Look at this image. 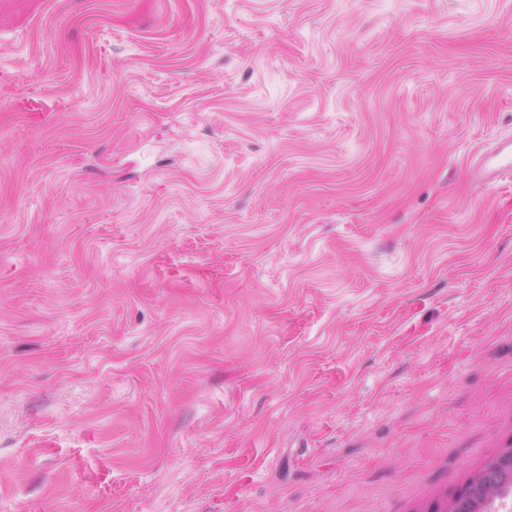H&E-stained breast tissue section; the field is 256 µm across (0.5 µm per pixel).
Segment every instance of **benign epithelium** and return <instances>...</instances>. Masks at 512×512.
<instances>
[{
	"mask_svg": "<svg viewBox=\"0 0 512 512\" xmlns=\"http://www.w3.org/2000/svg\"><path fill=\"white\" fill-rule=\"evenodd\" d=\"M433 512H512V445L502 449Z\"/></svg>",
	"mask_w": 512,
	"mask_h": 512,
	"instance_id": "benign-epithelium-1",
	"label": "benign epithelium"
}]
</instances>
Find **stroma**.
<instances>
[{
    "label": "stroma",
    "mask_w": 512,
    "mask_h": 512,
    "mask_svg": "<svg viewBox=\"0 0 512 512\" xmlns=\"http://www.w3.org/2000/svg\"><path fill=\"white\" fill-rule=\"evenodd\" d=\"M512 0H0V512H433L512 445Z\"/></svg>",
    "instance_id": "35a3bbf8"
}]
</instances>
